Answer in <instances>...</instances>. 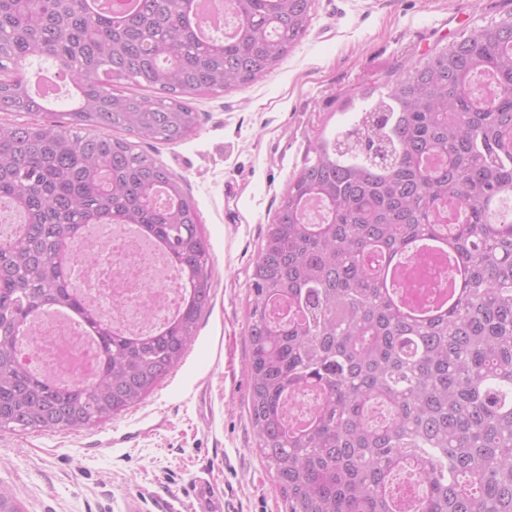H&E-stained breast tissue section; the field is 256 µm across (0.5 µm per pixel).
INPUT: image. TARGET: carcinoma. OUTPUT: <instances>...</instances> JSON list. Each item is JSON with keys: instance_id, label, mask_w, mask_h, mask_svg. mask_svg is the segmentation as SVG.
<instances>
[{"instance_id": "carcinoma-1", "label": "carcinoma", "mask_w": 512, "mask_h": 512, "mask_svg": "<svg viewBox=\"0 0 512 512\" xmlns=\"http://www.w3.org/2000/svg\"><path fill=\"white\" fill-rule=\"evenodd\" d=\"M184 0L119 21L85 0H0V112L47 111L22 63L51 60L76 90L59 121L0 126V201L24 222L0 240V430L60 432L139 405L184 358L212 303L209 243L180 177L139 144L180 142L189 96L247 84L308 30L314 0H230L229 39L203 40ZM493 76L489 103L479 84ZM157 91L126 94L116 82ZM351 129L316 141L254 261L246 303L248 412L285 512H401L393 476L423 479L418 512H512V13L408 65ZM124 132L133 140L115 136ZM453 204L466 221L441 224ZM90 224L161 240L185 288L147 334L97 326L92 387H59L19 357L35 312L78 305L66 277ZM445 237L467 292L443 314L405 312L383 263ZM319 399L296 424L288 400Z\"/></svg>"}]
</instances>
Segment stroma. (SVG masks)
Masks as SVG:
<instances>
[{
    "label": "stroma",
    "mask_w": 512,
    "mask_h": 512,
    "mask_svg": "<svg viewBox=\"0 0 512 512\" xmlns=\"http://www.w3.org/2000/svg\"><path fill=\"white\" fill-rule=\"evenodd\" d=\"M512 14V0H315L300 42L257 80L196 96L190 139L149 152L179 176L210 245L212 305L184 360L138 406L76 431H0V490L21 512H285L255 452L247 409L246 299L253 263L290 180L406 63Z\"/></svg>",
    "instance_id": "stroma-1"
}]
</instances>
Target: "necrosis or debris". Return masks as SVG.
Masks as SVG:
<instances>
[{
  "instance_id": "obj_1",
  "label": "necrosis or debris",
  "mask_w": 512,
  "mask_h": 512,
  "mask_svg": "<svg viewBox=\"0 0 512 512\" xmlns=\"http://www.w3.org/2000/svg\"><path fill=\"white\" fill-rule=\"evenodd\" d=\"M73 252L77 285L102 316H111L114 303H121L119 326L124 331L148 333L155 320L176 313L180 288L156 279L165 265L161 251L134 236L120 235L107 225L95 224L74 244ZM147 306L155 312L154 321L142 317ZM19 352L31 368L60 383L69 382L77 374L88 379L96 375L95 346L77 323L53 313L30 323Z\"/></svg>"
}]
</instances>
